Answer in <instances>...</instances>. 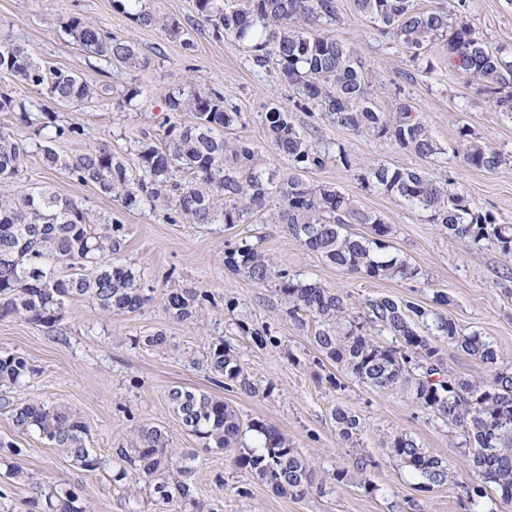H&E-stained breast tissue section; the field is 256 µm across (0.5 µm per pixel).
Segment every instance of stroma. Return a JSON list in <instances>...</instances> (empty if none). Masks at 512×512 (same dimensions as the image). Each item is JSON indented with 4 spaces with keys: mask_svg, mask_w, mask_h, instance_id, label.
I'll list each match as a JSON object with an SVG mask.
<instances>
[{
    "mask_svg": "<svg viewBox=\"0 0 512 512\" xmlns=\"http://www.w3.org/2000/svg\"><path fill=\"white\" fill-rule=\"evenodd\" d=\"M152 8L165 21L178 23L181 36L138 25L117 0H0L1 28L21 39L42 63L70 70L98 91L80 111L58 109L63 123L80 124L87 135L57 143V150L75 154L104 146L132 161L143 136L158 141L168 123L188 121V113L166 112L163 100L192 76L197 89L221 91L226 106L243 113L245 123L236 134L254 144L260 164L285 168L284 157L267 143L261 119L272 104L289 106L292 89L276 72L253 67L238 42L213 37L198 22L193 0H153ZM338 13L340 23L321 22L317 28L353 46L372 71L375 108L391 112L407 102L448 153L426 164L392 142L357 135L298 111L294 121L300 130L316 144L343 145L365 161L428 166L434 177L453 183L478 208L512 224V119L496 112L474 84L456 72L418 70L401 49L356 14L353 0H338ZM73 15L135 44L147 57V66L116 70L84 52L59 26ZM471 19L483 29L490 47L512 51V0H473ZM187 40L192 49L184 48ZM132 86L144 91L135 110L121 104ZM464 125L482 144L508 154V161L492 171L466 166L458 154V129ZM304 178L312 184H335L362 209L392 224L391 251L418 268L417 278L379 280L347 274L302 247L277 224L174 223L163 209L129 210L93 187L46 168L38 152L29 153L13 189L67 195L83 202L94 223L123 224L124 239L116 258L144 271L151 299L139 312L109 317L89 300H71L55 333L22 319L0 320V352L22 353L36 367L31 378L11 389L13 400L40 399L71 407L87 424L88 445L103 461L96 471L80 469L37 435L21 434L9 409L0 407V442L6 444L0 449V512H30L33 499L64 484L74 487L79 504L90 512H163L137 476L114 479L119 468L114 448L142 424L168 429L175 447L195 450L194 495L216 512H460L462 487L476 479L465 465L460 431L433 420L403 391H381L351 380L342 389L331 388L316 363L314 323L289 320L271 288L256 287L244 275L225 269L224 248L242 241L260 244L278 266L347 293L355 314L367 299L377 296L428 306L435 293H445L448 303L441 314L465 332H478L493 342L504 364L512 365V279L504 275L506 261L493 245L474 247L450 239L418 212L394 197L362 188L336 165L305 173ZM171 287L210 294L200 320L176 323L168 318L164 301ZM244 323L266 325L277 344L255 347L240 329ZM159 330L168 337L166 347L142 344L143 336ZM218 341L240 359L256 393L227 390L209 379L206 353ZM174 386L210 393L233 406L241 419H260L278 428L315 467L309 494L299 500L277 495L236 467L232 453L206 449L202 440L184 431L173 413L167 393ZM339 404L360 419L356 447H347L336 435L330 413ZM402 432L447 461L446 484L419 492L406 470L390 461L387 442ZM369 453L378 460L377 468L364 475L350 474L344 483L332 479L336 467L351 466L357 455ZM364 479L375 484L374 493L361 488Z\"/></svg>",
    "mask_w": 512,
    "mask_h": 512,
    "instance_id": "1",
    "label": "stroma"
}]
</instances>
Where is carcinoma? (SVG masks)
I'll return each instance as SVG.
<instances>
[{
	"instance_id": "cac0c4a2",
	"label": "carcinoma",
	"mask_w": 512,
	"mask_h": 512,
	"mask_svg": "<svg viewBox=\"0 0 512 512\" xmlns=\"http://www.w3.org/2000/svg\"><path fill=\"white\" fill-rule=\"evenodd\" d=\"M136 23L154 26L151 0H118ZM355 12L381 25V33L401 47L419 68L431 71L446 65L476 81V90L496 111L512 116V60L486 46L482 31L470 19L471 0H453L452 8L421 10L415 0H353ZM200 21L217 38H232L250 53L254 66L273 64L295 91L292 108L272 106L262 123L267 142L288 161L269 171L258 164L257 151L242 138L231 142L224 133L243 124V115L224 105L217 90L178 88L164 98L169 112H188V124H171L156 143L140 142L132 164L106 147L80 154H62L54 143L86 135L83 127L62 124L56 112L29 111L24 104L0 95V112H8L32 130L44 166L71 180L91 185L127 208L165 203L188 224H242L256 217L279 224L301 246L350 275L409 279L419 271L389 252L393 226L361 209L332 183L309 184L302 173L328 163L350 172L366 189H377L423 214L429 224L472 246L491 242L506 260L512 259V224L477 208L467 195L439 181L422 167H397L383 162L364 165L338 145L332 149L312 142L293 121V110L320 115L355 134L389 140L422 159L436 161L447 154L427 124L401 102L393 118L377 111L369 98V73L355 49L329 33L310 29L325 19L339 21L337 0H195ZM62 31L88 54L108 66L146 65L135 46L102 28L71 16ZM0 72L36 88L48 101L77 108L91 102L96 91L61 67L39 62L12 33L0 30ZM462 161L492 171L505 155L484 147L473 130H459ZM24 145L0 129V320L22 318L56 330L65 302L87 299L105 314L133 313L150 300L144 274L112 261L121 249V224H94L83 203L46 191L12 193ZM177 172L191 180L174 181ZM348 224L371 225V237L344 233ZM224 267L245 275L257 287H274L287 305L288 318L317 323L318 352L346 376L379 390L402 388L434 418L462 432L469 443L466 463L480 484L464 487L462 512H509L512 509V370L498 365L492 342L479 333L466 334L432 307L410 300L379 296L363 312L348 313L347 297L314 280H301L279 268L254 244L236 243L224 249ZM205 291L172 288L165 313L182 322L195 317ZM252 343L265 348L276 343L264 326H243ZM392 336L388 345L372 332ZM455 343L489 368L475 381L463 373L441 371L440 341ZM206 368L217 383L245 394L256 386L240 360L220 341L210 349ZM36 372L20 353L0 352V387L21 385ZM168 402L183 428L205 441V447L237 452L235 464L273 490L296 499L313 487L315 470L288 438L260 421L244 423L223 400L200 391L172 387ZM339 439L354 446L360 420L341 406L331 410ZM12 421L22 433H35L61 450L86 471L102 466L86 445L88 426L70 407L32 400L15 404ZM253 433L247 444V433ZM125 464L115 474L121 481L131 469L144 478L158 501L173 506L188 503L193 512H214L193 497L195 452L172 447L168 431L144 424L130 446L114 449ZM386 455L417 480L416 489L429 492L448 480V464L426 453L413 437L390 438ZM497 494L495 507L486 505V488ZM77 494L67 485L53 489L44 500L32 501L42 512H86L76 506Z\"/></svg>"
}]
</instances>
